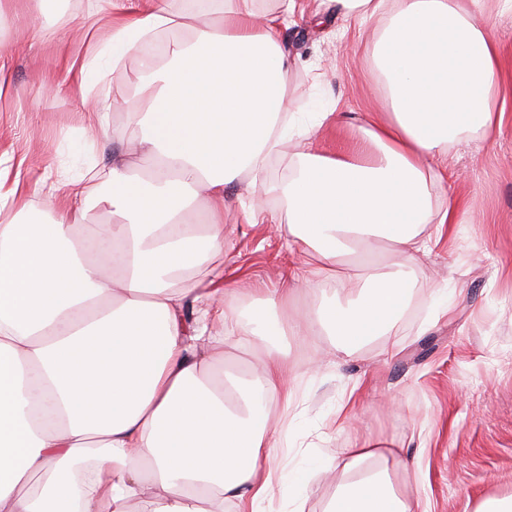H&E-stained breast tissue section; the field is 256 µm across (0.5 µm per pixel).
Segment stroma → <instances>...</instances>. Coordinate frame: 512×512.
<instances>
[{
  "mask_svg": "<svg viewBox=\"0 0 512 512\" xmlns=\"http://www.w3.org/2000/svg\"><path fill=\"white\" fill-rule=\"evenodd\" d=\"M301 4L303 15L281 33L301 58L287 80L299 134L280 146L265 172L224 189V276L245 286L279 287L299 264L271 226L286 218L288 205L276 186L298 153L309 146L345 151L362 138L355 113L386 109L385 81L372 57L381 21L359 25L337 13L334 0ZM35 7V0H12L0 29V53L11 59V96L0 104V155L22 160L26 198L39 211L45 172L54 173L62 196L75 180L107 188V170L124 155V141L112 130L126 125L127 106L143 107L145 96L136 83L139 59L129 55L97 86L108 116L94 139L82 141L79 129L89 115L74 68L109 37L112 8L105 0L96 8L91 0H64L43 20L47 36L34 41L26 19ZM489 7L504 61L502 131L450 151L448 169L465 215L450 238L421 257L404 316L392 335L348 358L324 336L281 339L290 363L310 370L291 433L309 471L304 512H323L336 490L327 467L367 436L400 449L403 463L394 477L427 512H471L483 498L512 493V13L498 12L496 0ZM318 109L346 118L319 129ZM255 206L263 222L244 223V210ZM444 302L450 310L443 316ZM357 376V412L336 426V406Z\"/></svg>",
  "mask_w": 512,
  "mask_h": 512,
  "instance_id": "35a3bbf8",
  "label": "stroma"
}]
</instances>
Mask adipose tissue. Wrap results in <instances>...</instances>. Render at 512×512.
I'll list each match as a JSON object with an SVG mask.
<instances>
[{"label":"adipose tissue","mask_w":512,"mask_h":512,"mask_svg":"<svg viewBox=\"0 0 512 512\" xmlns=\"http://www.w3.org/2000/svg\"><path fill=\"white\" fill-rule=\"evenodd\" d=\"M486 0H335L364 22L387 15L374 48L386 79V116L368 112L362 156L301 153L279 190L288 221L277 224L304 266L260 294L249 322L234 313L239 293L224 280V188L260 172L288 135L280 41L297 0L269 15L255 0H224L217 23L172 43L166 63L142 59L146 95L123 130L140 153L161 158L151 182L114 163L107 193L71 184L52 221L30 205L0 224V512H260L275 488L294 495L305 472L267 449L268 407L300 406L297 369L281 336L330 337L344 355L390 334L410 287L403 267L360 277L347 256L388 242L405 261L430 251L460 219L448 188V150L468 134L502 129L501 59L479 24ZM94 59L80 66L92 121L106 102L94 80L120 65L157 30L182 18L158 0H124ZM448 193L434 209L432 188ZM204 197L208 221L193 222ZM95 204L112 221L83 226ZM206 268L197 277V268ZM311 314L277 318L298 295ZM265 337L257 377L220 375L225 347ZM399 451L365 438L349 449L324 512H416L393 479Z\"/></svg>","instance_id":"1"}]
</instances>
